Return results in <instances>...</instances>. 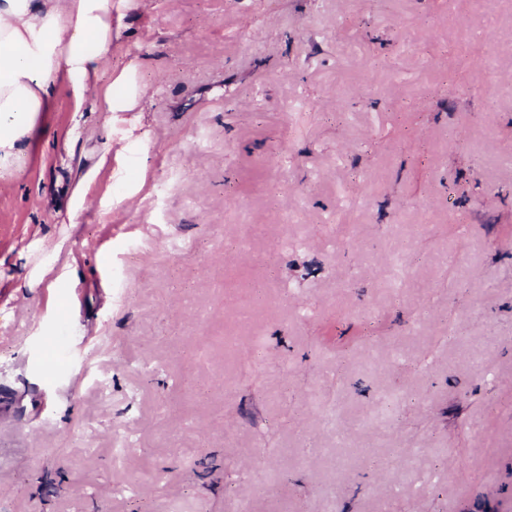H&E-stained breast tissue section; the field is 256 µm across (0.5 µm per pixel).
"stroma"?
<instances>
[{
    "mask_svg": "<svg viewBox=\"0 0 512 512\" xmlns=\"http://www.w3.org/2000/svg\"><path fill=\"white\" fill-rule=\"evenodd\" d=\"M100 81L0 180V512H512V0H114Z\"/></svg>",
    "mask_w": 512,
    "mask_h": 512,
    "instance_id": "stroma-1",
    "label": "stroma"
}]
</instances>
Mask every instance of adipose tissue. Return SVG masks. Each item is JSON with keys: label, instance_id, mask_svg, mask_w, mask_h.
Returning <instances> with one entry per match:
<instances>
[{"label": "adipose tissue", "instance_id": "adipose-tissue-1", "mask_svg": "<svg viewBox=\"0 0 512 512\" xmlns=\"http://www.w3.org/2000/svg\"><path fill=\"white\" fill-rule=\"evenodd\" d=\"M113 0H0V177L65 87L83 111L112 46Z\"/></svg>", "mask_w": 512, "mask_h": 512}]
</instances>
